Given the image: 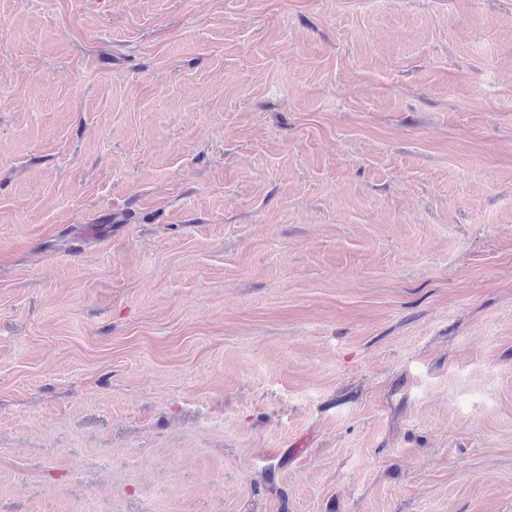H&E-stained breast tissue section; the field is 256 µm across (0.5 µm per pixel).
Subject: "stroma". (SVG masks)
<instances>
[{
    "label": "stroma",
    "instance_id": "35a3bbf8",
    "mask_svg": "<svg viewBox=\"0 0 512 512\" xmlns=\"http://www.w3.org/2000/svg\"><path fill=\"white\" fill-rule=\"evenodd\" d=\"M0 512H512V0H0Z\"/></svg>",
    "mask_w": 512,
    "mask_h": 512
}]
</instances>
